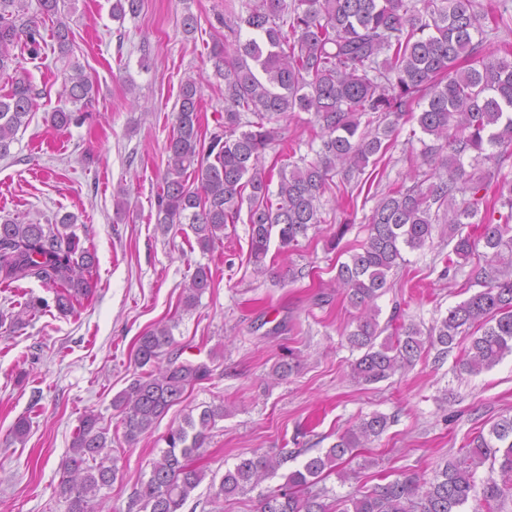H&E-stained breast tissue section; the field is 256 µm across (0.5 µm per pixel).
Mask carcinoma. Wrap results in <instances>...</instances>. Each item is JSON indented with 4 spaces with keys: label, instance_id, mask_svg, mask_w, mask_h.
<instances>
[{
    "label": "carcinoma",
    "instance_id": "1",
    "mask_svg": "<svg viewBox=\"0 0 512 512\" xmlns=\"http://www.w3.org/2000/svg\"><path fill=\"white\" fill-rule=\"evenodd\" d=\"M63 0H0V156L10 152L19 129L34 107L33 86L15 50L35 57L50 25V37L63 57L72 52L74 33L62 13ZM509 0L484 8L479 0H232L224 5V40L209 51L217 76L224 78V131L202 139L199 122L201 86L189 78L181 85L172 134L166 145L167 165L157 195V224H187L203 252L224 237V226L240 220L247 209L250 260L257 271L284 281L292 273L269 269L265 259L272 243L280 251L298 245L319 223L320 200L337 166L345 175L363 173L370 158L383 154V141L401 120H414L433 137L427 161L448 169V178L424 191L393 188L378 201L368 219V238L359 250L339 263L336 280L347 302L360 309L347 335L361 352L351 365L353 379L374 384L420 358L425 346L446 351L461 348V369L470 374L488 370L512 355V48L485 42V24L512 25ZM139 0H114L112 19L136 14ZM249 37L241 39L242 31ZM94 86L74 64L64 76V105L49 115L51 126L65 129L83 119ZM421 108L415 112V108ZM310 112L322 130L313 161L284 164L277 192L272 174L262 165L275 141L271 124L288 112ZM249 112L255 120L242 121ZM366 121H361V118ZM384 128L370 130L374 120ZM365 129H360V126ZM474 156H469V153ZM486 167L466 174L465 166ZM469 176L471 195L457 200V182ZM277 201H272V196ZM445 206L448 241L454 242L448 266L468 260L476 241L487 249L490 269L475 281L479 290L435 321L427 339L420 329L401 325L382 336L376 299L387 287L389 273L406 249L418 250L432 240V206ZM498 219L474 218L482 211ZM65 215L60 225L0 222V285L9 288L27 277L56 292L60 313L94 288L95 256L76 233L59 228L74 224ZM471 232L463 233V228ZM212 273L199 264L186 288L184 307L192 308L211 286ZM173 326L157 325L136 342L134 363L142 372L112 400L121 414L123 437L129 444L152 431L189 389L210 376L205 363L180 359L173 352ZM224 406L188 412L170 428L166 447L151 464L147 480L135 492L139 512H183L191 494L206 477L199 461ZM386 415L373 412L339 434L324 453L304 460L285 482L259 495L258 512H335L324 491L313 487L332 473L348 480L343 468L360 450L386 430ZM466 454L444 464L432 479L402 473L384 484L358 489L344 500L342 512H503L512 497V417L504 416L479 431L465 445ZM282 459L267 453L238 458L224 470L215 496L246 494L274 473ZM497 476L483 480L475 496L477 472L485 463ZM60 493L67 512H94L103 489L117 479L107 429L98 415L83 416L72 446L62 461Z\"/></svg>",
    "mask_w": 512,
    "mask_h": 512
}]
</instances>
